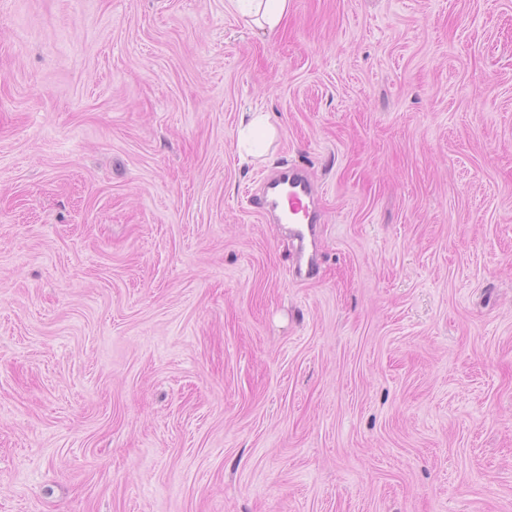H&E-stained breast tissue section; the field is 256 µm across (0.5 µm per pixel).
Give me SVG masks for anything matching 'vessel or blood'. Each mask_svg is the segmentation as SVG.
Listing matches in <instances>:
<instances>
[{
  "label": "vessel or blood",
  "instance_id": "1",
  "mask_svg": "<svg viewBox=\"0 0 512 512\" xmlns=\"http://www.w3.org/2000/svg\"><path fill=\"white\" fill-rule=\"evenodd\" d=\"M314 185L296 168L287 167L264 178L261 209L275 213L279 222L288 223L300 245H307L319 215L312 207Z\"/></svg>",
  "mask_w": 512,
  "mask_h": 512
}]
</instances>
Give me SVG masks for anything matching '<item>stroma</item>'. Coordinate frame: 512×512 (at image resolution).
I'll return each instance as SVG.
<instances>
[{
    "label": "stroma",
    "mask_w": 512,
    "mask_h": 512,
    "mask_svg": "<svg viewBox=\"0 0 512 512\" xmlns=\"http://www.w3.org/2000/svg\"><path fill=\"white\" fill-rule=\"evenodd\" d=\"M0 512H512V0H0ZM242 13L251 17L253 23L264 30L274 32L288 15L291 0H229ZM244 116L237 129L236 141L239 149L254 157L261 156L259 148L262 142L273 138L275 130L266 112H249ZM313 196V183L294 167H285L263 179L261 211L274 212L279 223L290 224L294 237L300 243L301 258L309 238L312 248H316L311 233L312 224L318 222L319 215L312 207Z\"/></svg>",
    "instance_id": "obj_1"
}]
</instances>
